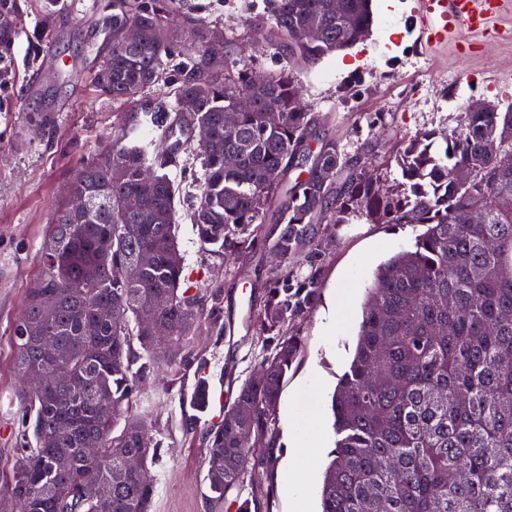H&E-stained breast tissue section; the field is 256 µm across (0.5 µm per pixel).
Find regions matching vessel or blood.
Instances as JSON below:
<instances>
[{
	"label": "vessel or blood",
	"instance_id": "1",
	"mask_svg": "<svg viewBox=\"0 0 512 512\" xmlns=\"http://www.w3.org/2000/svg\"><path fill=\"white\" fill-rule=\"evenodd\" d=\"M503 5L504 0H415L411 26L418 31L420 45L428 50L461 30L490 33Z\"/></svg>",
	"mask_w": 512,
	"mask_h": 512
}]
</instances>
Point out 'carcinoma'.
I'll return each instance as SVG.
<instances>
[{"instance_id":"1","label":"carcinoma","mask_w":512,"mask_h":512,"mask_svg":"<svg viewBox=\"0 0 512 512\" xmlns=\"http://www.w3.org/2000/svg\"><path fill=\"white\" fill-rule=\"evenodd\" d=\"M116 2L97 86L131 109L119 114L121 136L74 174L42 246L40 287L13 327L22 453L0 483V512H152L161 443L137 402L162 370L175 381L193 375L178 395L194 411L185 437L196 438L211 386L194 339L224 336L227 324L224 288L189 286L179 249L180 188L169 168L193 142L199 193L189 217L200 245L233 257L241 273L260 241L280 258L251 320L260 374L202 433L209 499L222 505L235 488L238 512L259 510L240 490L255 461L274 456L275 407L302 351L297 325L317 298L336 228L420 224L411 249L373 269L331 399L336 442L321 512H512V104L467 107L449 133L405 137L372 174L366 147L350 152L333 136L311 148L327 116L305 105L297 78L361 39L372 0H268L254 32L284 66L261 80L232 54L235 32L199 17L188 18L196 48L187 52L164 23L184 13L183 0ZM162 80L173 106L141 97ZM242 94L249 111H237ZM145 125L161 143L127 141ZM196 129L205 137L194 140ZM130 197L140 209L127 207ZM101 304L111 318H100ZM33 370L47 380L38 392L27 388ZM131 457L140 467H126Z\"/></svg>"}]
</instances>
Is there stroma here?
<instances>
[{"mask_svg":"<svg viewBox=\"0 0 512 512\" xmlns=\"http://www.w3.org/2000/svg\"><path fill=\"white\" fill-rule=\"evenodd\" d=\"M413 0H373L374 25L355 46L325 58L301 74L304 100L327 121L321 135L347 134L358 144L384 154L400 137L420 131H447L457 126L475 98L512 102V0L496 19L505 36L478 37L469 53L455 47L420 51L409 31ZM266 0H185L189 13L239 36L237 56L254 71H277L282 60L258 41L251 28ZM115 0H19L14 17L17 35L7 58L8 77L0 81V473L19 456L17 442L22 405L11 371V334L26 291L42 272L41 247L53 216L64 201V187L82 163L92 160L118 133V113L127 103L103 95L93 75L108 46ZM200 164L180 153L172 175L181 186L179 245L185 274L192 286H224L226 336L201 335L195 346L205 352L212 400L199 426L224 417V406L256 368L258 339L247 319L258 308L271 255L251 266L245 279L229 287L237 266L198 244L187 206L198 187L192 180ZM421 228L416 224H348L336 231V244L321 268L319 297L300 323L304 350L288 373L282 400L300 398L312 376H319L316 405L326 408L339 375L345 370L361 304L370 284L362 277L350 309V334L336 344L323 336L342 286V275L357 258L367 269L390 255L411 249ZM235 279V278H234ZM168 377L147 381L140 389V410L162 443L153 472V512H214L205 483L200 442L185 438L184 418L191 409L168 394ZM276 456L260 466L252 491L260 512H291L283 491L288 467L287 435H280Z\"/></svg>","mask_w":512,"mask_h":512,"instance_id":"stroma-1","label":"stroma"}]
</instances>
